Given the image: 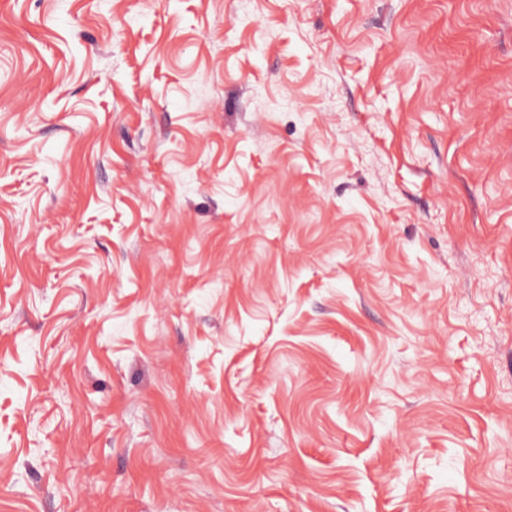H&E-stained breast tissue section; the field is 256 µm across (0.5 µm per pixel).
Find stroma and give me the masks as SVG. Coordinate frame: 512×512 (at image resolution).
Here are the masks:
<instances>
[{"label":"stroma","mask_w":512,"mask_h":512,"mask_svg":"<svg viewBox=\"0 0 512 512\" xmlns=\"http://www.w3.org/2000/svg\"><path fill=\"white\" fill-rule=\"evenodd\" d=\"M0 512H512V0H0Z\"/></svg>","instance_id":"stroma-1"}]
</instances>
